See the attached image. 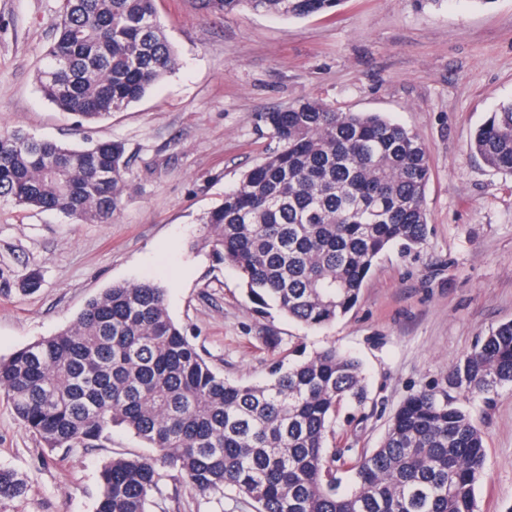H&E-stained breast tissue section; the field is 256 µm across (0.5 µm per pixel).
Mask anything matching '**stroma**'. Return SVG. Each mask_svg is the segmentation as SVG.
Returning a JSON list of instances; mask_svg holds the SVG:
<instances>
[{
  "label": "stroma",
  "mask_w": 512,
  "mask_h": 512,
  "mask_svg": "<svg viewBox=\"0 0 512 512\" xmlns=\"http://www.w3.org/2000/svg\"><path fill=\"white\" fill-rule=\"evenodd\" d=\"M58 7L0 0V129L76 148L121 141L129 192L109 224L0 203V357L65 329L112 285L151 279L226 379L264 381L301 345L355 357L366 399L342 405L327 446L369 452L403 400L443 388L480 337L512 320V175L469 151L489 112L512 101V0H340L292 19L213 17L194 0H155L176 69L127 109L83 125L36 82ZM303 99L416 132L430 168L425 239L381 255L357 305L319 330L259 311L237 271L203 244L206 213L277 146L261 113ZM34 270L40 288L21 292ZM456 399L483 436L478 512H512V385ZM111 435L101 448L50 451L0 394V466L29 477L26 495L0 512H93L101 466L152 453L124 428ZM159 487L148 512H254L234 491L204 495L167 469Z\"/></svg>",
  "instance_id": "1"
}]
</instances>
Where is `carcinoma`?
I'll return each mask as SVG.
<instances>
[{"label":"carcinoma","mask_w":512,"mask_h":512,"mask_svg":"<svg viewBox=\"0 0 512 512\" xmlns=\"http://www.w3.org/2000/svg\"><path fill=\"white\" fill-rule=\"evenodd\" d=\"M208 15L246 8L304 18L339 0H197ZM37 73L43 95L84 122L141 100L177 66L154 0H60ZM262 121L276 149L246 171L204 219V243L240 275L261 310L309 329L345 316L376 259L427 233V149L378 114L304 99ZM471 152L512 174V101L477 129ZM125 144L84 148L0 132V202L110 224L129 186ZM512 384V321L482 337L448 372L396 410L372 452L327 457L343 402L364 398L361 366L333 348L274 366L261 383L231 382L207 364L151 280L91 299L54 336L0 358V392L51 451L98 448L122 426L155 450L114 457L99 473L94 512H147L166 467L202 494L233 489L255 512H476L484 476L480 429L450 391L487 397ZM26 475L0 467V503L25 496Z\"/></svg>","instance_id":"1"}]
</instances>
